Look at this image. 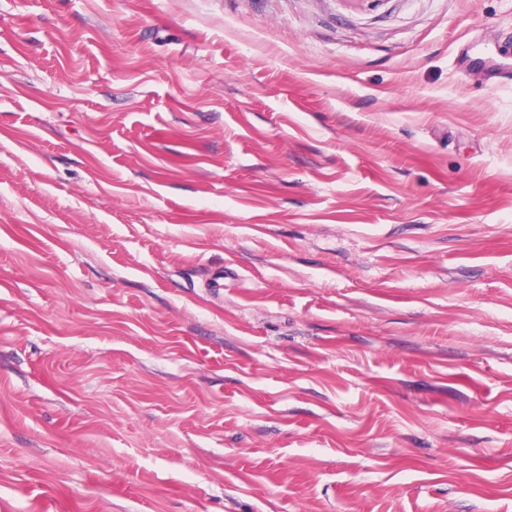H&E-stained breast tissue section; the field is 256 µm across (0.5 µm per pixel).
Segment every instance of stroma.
<instances>
[{
  "mask_svg": "<svg viewBox=\"0 0 512 512\" xmlns=\"http://www.w3.org/2000/svg\"><path fill=\"white\" fill-rule=\"evenodd\" d=\"M512 0H0V512H512Z\"/></svg>",
  "mask_w": 512,
  "mask_h": 512,
  "instance_id": "35a3bbf8",
  "label": "stroma"
}]
</instances>
